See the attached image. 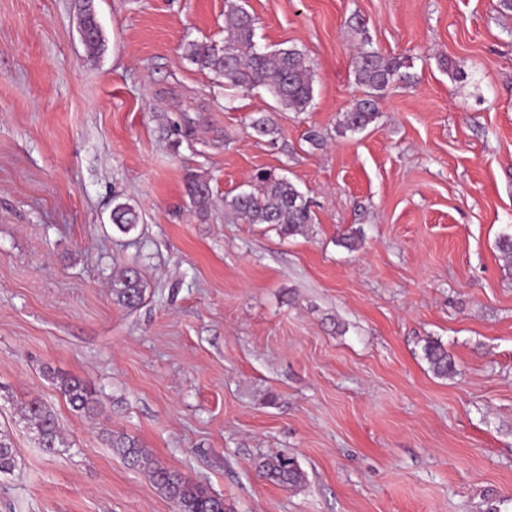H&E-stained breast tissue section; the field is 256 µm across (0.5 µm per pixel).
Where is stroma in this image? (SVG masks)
<instances>
[{
  "instance_id": "stroma-1",
  "label": "stroma",
  "mask_w": 512,
  "mask_h": 512,
  "mask_svg": "<svg viewBox=\"0 0 512 512\" xmlns=\"http://www.w3.org/2000/svg\"><path fill=\"white\" fill-rule=\"evenodd\" d=\"M0 0V512H176L108 445L149 456L229 512H512V18L498 0H247L262 48L310 58L303 112L229 90L185 57L224 43L225 0ZM363 32H355L354 21ZM408 58L364 131L362 39ZM276 131L256 136L252 117ZM259 169L310 202L282 236L224 207ZM208 183L197 213L186 177ZM140 221L123 234L114 200ZM357 232L359 244L340 245ZM137 268L142 303H116ZM454 360L435 376L425 341ZM95 390L74 412L51 374ZM40 398L64 445L18 408ZM294 457L297 488L263 477ZM77 2L79 28L87 33L85 44L90 57H95L105 48L103 32L97 19L95 0H78ZM145 286L140 273L134 268H124L112 283L116 302L126 308L138 306L144 297ZM258 469L261 477L283 487H297L304 482V474L295 460L285 454L264 458Z\"/></svg>"
}]
</instances>
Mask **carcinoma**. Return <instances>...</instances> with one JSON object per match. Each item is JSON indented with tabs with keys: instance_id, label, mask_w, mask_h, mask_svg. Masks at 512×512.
Returning <instances> with one entry per match:
<instances>
[{
	"instance_id": "obj_1",
	"label": "carcinoma",
	"mask_w": 512,
	"mask_h": 512,
	"mask_svg": "<svg viewBox=\"0 0 512 512\" xmlns=\"http://www.w3.org/2000/svg\"><path fill=\"white\" fill-rule=\"evenodd\" d=\"M77 16L80 30L87 33L85 44L89 55L94 57L105 48L95 0H78ZM224 32L226 36L222 47L202 42L189 43L187 59L223 77L226 87L250 89L262 86L281 108L306 111L314 98V79L311 61L303 51L289 47L266 52L257 48L254 20L239 0L229 3L224 13ZM353 64L358 82L368 89L367 98L357 101L343 113L342 127L356 133L364 131L378 118L380 93L398 80H409V76L400 73L404 64L401 58L386 56L374 49L359 50ZM251 128L258 136L275 133L272 118L265 114L254 118ZM253 182V190H242L231 197H224V207L245 223L274 224L286 236L302 234L313 223L308 200L288 179L271 171H260L253 176ZM187 192L196 211L204 213L210 204L209 185L191 174L187 177ZM111 216L112 224L124 234L130 233L139 223L138 212L127 202L115 201ZM498 249L504 260L503 271L511 278L512 235L502 236ZM144 291L140 273L130 267L123 269L112 283L116 302L126 308L138 306ZM423 358L437 376L448 377L455 372L448 351L435 341L425 343ZM49 378L73 410L87 414L95 410L94 393L83 379L52 372ZM22 419L35 432L40 447L53 452L63 445L55 417L40 400L27 402ZM109 443L128 466L149 470L155 484L175 505L177 512H226L223 498L183 474L150 461L136 440L117 433L109 436ZM14 467L11 439L0 433V473H9ZM258 469L261 477L283 487H297L304 482V474L295 460L285 454L263 459Z\"/></svg>"
}]
</instances>
